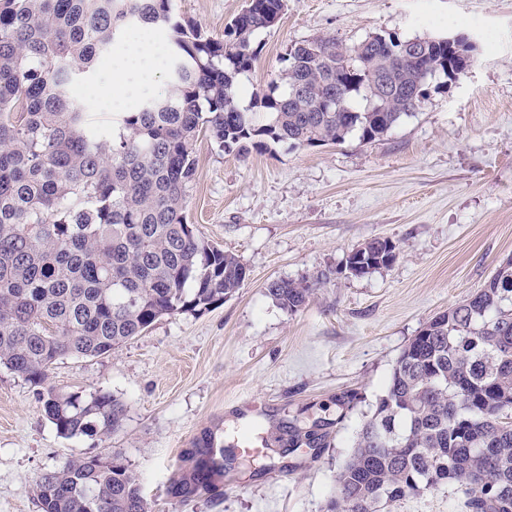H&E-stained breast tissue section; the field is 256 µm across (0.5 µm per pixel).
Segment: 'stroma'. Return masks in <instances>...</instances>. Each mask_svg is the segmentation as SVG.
<instances>
[{
  "label": "stroma",
  "instance_id": "obj_1",
  "mask_svg": "<svg viewBox=\"0 0 512 512\" xmlns=\"http://www.w3.org/2000/svg\"><path fill=\"white\" fill-rule=\"evenodd\" d=\"M212 38L245 0H173ZM375 33H461L475 44L468 72L434 87L423 107L380 140L291 149L247 159L207 135L193 144L197 176L187 220L239 257L249 277L209 311L166 315L111 354L59 359L48 387L105 389L127 408L105 441L66 438L33 388L0 366V512H38L31 491L67 460L116 451L152 512H326L355 438L386 391L397 359L423 324L482 288L512 257V0H288L240 78L241 105L266 89L291 45L332 36L353 45ZM376 237L401 247L392 268L339 274L346 254ZM330 279L295 313L274 279ZM321 425L319 448L288 446L286 427ZM224 446V480L188 500L172 481L203 433ZM265 443L253 464L239 434ZM389 512H462L439 487Z\"/></svg>",
  "mask_w": 512,
  "mask_h": 512
}]
</instances>
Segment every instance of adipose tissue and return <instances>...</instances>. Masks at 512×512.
I'll use <instances>...</instances> for the list:
<instances>
[{"label": "adipose tissue", "mask_w": 512, "mask_h": 512, "mask_svg": "<svg viewBox=\"0 0 512 512\" xmlns=\"http://www.w3.org/2000/svg\"><path fill=\"white\" fill-rule=\"evenodd\" d=\"M160 71V61L149 37H141L113 60L110 75L88 103L90 111L128 108L153 91Z\"/></svg>", "instance_id": "adipose-tissue-1"}]
</instances>
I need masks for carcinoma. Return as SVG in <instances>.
<instances>
[{"mask_svg": "<svg viewBox=\"0 0 512 512\" xmlns=\"http://www.w3.org/2000/svg\"><path fill=\"white\" fill-rule=\"evenodd\" d=\"M282 0H251L241 26L214 40L177 20L172 0H0V364L36 391L58 434L103 440L125 405L100 390L45 386L65 356L100 357L162 316L205 312L249 278L235 255L186 219L196 179L193 142L205 132L247 158L267 142L290 148L362 142L404 117L414 89L448 77V50L416 38L371 42L359 58L333 37L291 46L268 90L239 104V75L261 51ZM164 33L170 90L105 124L73 90L125 28ZM390 84L377 86V72ZM400 246L364 243L363 277L389 269ZM323 283L276 279L266 291L297 312ZM224 478V449L203 435L174 494L188 499ZM448 484L466 512H512V258L462 302L429 319L393 368L373 417L338 476L329 512H384ZM39 512H149L119 452L71 459L41 474Z\"/></svg>", "mask_w": 512, "mask_h": 512, "instance_id": "obj_1", "label": "carcinoma"}]
</instances>
